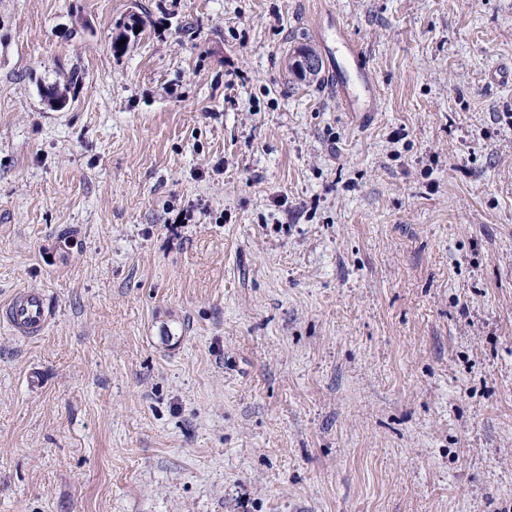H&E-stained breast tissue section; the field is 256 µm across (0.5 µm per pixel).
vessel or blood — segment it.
<instances>
[{"mask_svg":"<svg viewBox=\"0 0 512 512\" xmlns=\"http://www.w3.org/2000/svg\"><path fill=\"white\" fill-rule=\"evenodd\" d=\"M332 40L336 55L342 60L341 65L331 70L339 105L347 112L376 111L378 90L360 45L341 24L333 29ZM0 317L6 319L15 333L35 336L50 321L51 312L41 292L24 290L0 306Z\"/></svg>","mask_w":512,"mask_h":512,"instance_id":"vessel-or-blood-1","label":"vessel or blood"}]
</instances>
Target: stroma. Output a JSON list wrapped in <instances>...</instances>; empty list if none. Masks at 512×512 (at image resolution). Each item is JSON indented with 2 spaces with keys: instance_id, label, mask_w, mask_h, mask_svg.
Wrapping results in <instances>:
<instances>
[{
  "instance_id": "obj_1",
  "label": "stroma",
  "mask_w": 512,
  "mask_h": 512,
  "mask_svg": "<svg viewBox=\"0 0 512 512\" xmlns=\"http://www.w3.org/2000/svg\"><path fill=\"white\" fill-rule=\"evenodd\" d=\"M495 70L512 0H0V512H512ZM332 40L336 46V56L334 51L331 56L334 55L333 64L336 67H332L331 77L339 105L345 112L378 111L377 86L360 45L339 22L332 30ZM1 311L7 324L21 336L39 335L51 319L43 294L36 290L18 292Z\"/></svg>"
}]
</instances>
